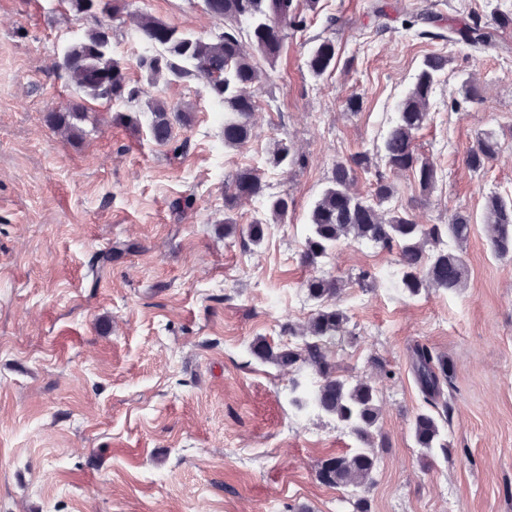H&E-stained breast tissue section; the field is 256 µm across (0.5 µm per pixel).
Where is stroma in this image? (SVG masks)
<instances>
[{
    "label": "stroma",
    "mask_w": 512,
    "mask_h": 512,
    "mask_svg": "<svg viewBox=\"0 0 512 512\" xmlns=\"http://www.w3.org/2000/svg\"><path fill=\"white\" fill-rule=\"evenodd\" d=\"M127 2L112 22L115 58L142 101L193 112L176 131L191 143L176 161L146 129L115 122L116 102H88L83 138L51 128L48 113L79 100L54 62L89 23L65 0H0V512H350L357 497L371 512H512V258L490 252L483 224L486 196L512 194V36L488 53L443 39L512 0H319L277 60L262 63L269 78L241 148L225 147L224 112L203 84H151L136 66L132 14L203 37L223 20L202 0ZM376 3L389 15L383 30ZM422 9L439 39L407 31ZM323 38L336 43V67L316 78L306 62ZM433 52L448 68L417 145L439 181L425 197L412 176H396L391 204L422 224L471 215L468 240L449 245L465 256L463 287L407 296L394 255L352 239L317 269L303 266L309 213L333 162L369 151L372 171L355 184L367 193L385 169L396 105ZM465 79L474 99L458 93ZM486 130L502 150L475 173L464 158ZM280 140L304 157L286 174L268 163ZM241 168L292 200L257 246L217 224ZM190 194L197 207L175 211ZM362 269L374 288L353 283ZM315 271L346 281L338 305L349 333L333 341V359L380 397L389 446L365 487L317 478L324 459L357 441L334 417L293 404L292 387L313 390L316 376L251 353L261 340L298 344L284 325L313 313L305 283ZM417 344L451 365L447 460L424 457L409 435L425 407L411 369Z\"/></svg>",
    "instance_id": "stroma-1"
}]
</instances>
